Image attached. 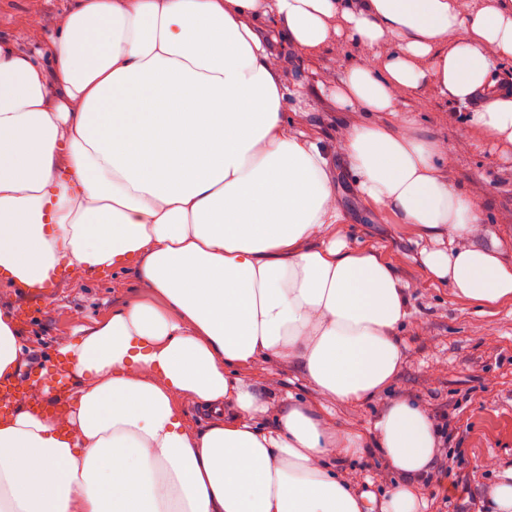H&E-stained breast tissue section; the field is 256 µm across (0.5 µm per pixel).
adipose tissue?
<instances>
[{
  "mask_svg": "<svg viewBox=\"0 0 512 512\" xmlns=\"http://www.w3.org/2000/svg\"><path fill=\"white\" fill-rule=\"evenodd\" d=\"M44 52L0 42V271L43 285L60 264L134 267L162 305L131 302L58 340L73 383L0 418V512H365L336 459L363 439L312 407L259 427L263 400L238 375L295 361L327 400L379 395L402 359L408 284L375 248L321 240L341 214L329 156L292 129L275 46L302 55L331 36L359 57L339 107L389 112L428 84L482 99L468 120L512 143V0H76ZM385 55H377L380 45ZM341 150L359 190L425 233L466 236L473 200L439 166L445 145L405 127L351 126ZM452 296L512 302V265L481 246L423 250ZM28 350L0 312V378ZM211 419L190 429L180 399ZM375 439L399 476L381 512H420L411 481L435 428L387 405Z\"/></svg>",
  "mask_w": 512,
  "mask_h": 512,
  "instance_id": "1",
  "label": "adipose tissue"
}]
</instances>
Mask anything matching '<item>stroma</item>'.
<instances>
[{
  "label": "stroma",
  "mask_w": 512,
  "mask_h": 512,
  "mask_svg": "<svg viewBox=\"0 0 512 512\" xmlns=\"http://www.w3.org/2000/svg\"><path fill=\"white\" fill-rule=\"evenodd\" d=\"M72 5L73 0H0V40L35 48L37 14L50 15ZM357 57L342 39L330 40L308 58L288 42L276 47L285 82L299 88L307 101L303 107L289 103L290 120L332 153L330 177L342 219L324 229L322 239L339 236L351 248H382L398 277L410 286L411 317L398 331L403 346L400 368L379 396L350 404L324 400L291 360L260 359L242 376L264 399L268 411L262 423L268 427L293 402L302 401L317 408L337 431L369 440L386 405L397 399L418 402L427 415L446 425L453 450L438 481L424 490V512H470L472 503L484 500L487 487L497 484L499 473L512 466V303L479 305L428 281L421 252L437 248V241L363 197L341 161L340 143L348 127L364 120L407 124L416 135L445 142L449 160L441 173L474 200L480 222L478 234L456 238V246H494L509 263L512 145L503 146L470 125L469 107L449 102L428 85L399 100L390 112L339 110L328 88ZM152 298L131 269L67 275L32 320L16 323L29 348L25 375L34 381L42 369L51 368L58 337L73 336L77 327L107 316L119 305ZM336 471L344 482L354 483L355 493L378 499L396 480L374 447L338 459Z\"/></svg>",
  "instance_id": "1"
}]
</instances>
